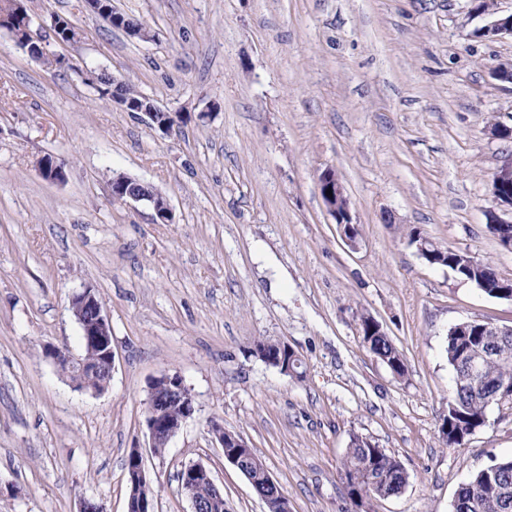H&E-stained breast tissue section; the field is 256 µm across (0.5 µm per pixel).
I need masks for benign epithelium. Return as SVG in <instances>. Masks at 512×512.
Segmentation results:
<instances>
[{
  "mask_svg": "<svg viewBox=\"0 0 512 512\" xmlns=\"http://www.w3.org/2000/svg\"><path fill=\"white\" fill-rule=\"evenodd\" d=\"M480 15L488 17L487 23L477 30V34L486 37H512V14H501L492 8H475ZM23 29L25 38L13 36L14 43L32 55L42 50L40 39L33 30L32 20L24 19ZM149 128L168 134L180 120L181 115L165 112L156 107L146 113ZM64 163L46 157L40 165V173L49 181H60L64 177ZM133 178L119 174L112 178V194L115 198L149 206L156 221L168 224L172 221V208L169 203L157 206L156 199L161 194L154 190L138 189L129 185ZM320 194L328 213L334 218L335 224L342 229L344 241L354 248L358 244V237L353 229L357 225L352 222L350 201L346 190L332 168L324 169L318 178ZM332 193H327V190ZM491 193L497 203V210L488 213V224L492 228L501 227L503 231L497 233L500 245L512 250V234L505 231L512 224V157L505 160L491 177ZM71 310L78 323L84 350L96 355L104 362L103 369L106 378L100 384L99 390H104L112 379L115 355L112 349V327L104 313L96 293L86 288L73 295ZM44 354L54 364L66 361L82 368L88 361L81 358L74 359L66 351L49 346ZM296 351L286 342L274 343L273 350L263 352L262 361L272 367L278 368L283 374H291L293 370L288 366V359L296 358ZM486 353L474 351L467 357L465 369L468 377L474 378L480 374ZM196 412L195 399L190 388L178 374H162L154 378L149 385L147 406L144 414V426L148 438V447L168 445L169 441L182 429L186 422ZM209 432L212 438L223 448L224 459L233 465L249 482L254 478L246 471L247 463L242 459L241 452H251L246 441L238 434L224 430V425L218 420L209 422ZM126 472L128 474V501L127 512H155L154 499L145 498L139 494V489L152 484L150 471L145 467L142 450L138 447L130 449L127 456ZM265 484L274 490L270 495H260L267 507V512H291V503L288 495L269 471H264ZM180 487L184 495L192 504V512H226L224 508V491L220 489L208 468L199 463H191L183 467L179 475ZM209 489V496L202 500L198 496L201 487Z\"/></svg>",
  "mask_w": 512,
  "mask_h": 512,
  "instance_id": "obj_1",
  "label": "benign epithelium"
}]
</instances>
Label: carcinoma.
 Returning a JSON list of instances; mask_svg holds the SVG:
<instances>
[{
    "label": "carcinoma",
    "mask_w": 512,
    "mask_h": 512,
    "mask_svg": "<svg viewBox=\"0 0 512 512\" xmlns=\"http://www.w3.org/2000/svg\"><path fill=\"white\" fill-rule=\"evenodd\" d=\"M109 6V23L119 29L139 28L141 24ZM464 279L481 286L487 296L500 299L505 289L504 280L488 264L477 261L466 270ZM372 317L368 313L358 316V325L363 331L361 340L368 343L371 353L382 360L399 377L406 374L403 354L388 336H375L370 332ZM461 328L448 331L446 357L455 373V386L448 401V415L442 419L439 435L446 445H465L472 431L484 426L488 406L497 403V385L502 381L512 383V335L486 336L476 328L469 335H459ZM480 346L489 350L482 373L475 380L466 379L462 355L468 347ZM58 370L71 379H80L91 386L100 381L99 371L89 365L79 372L62 362ZM339 477L350 499H359L361 508L373 500L387 499L408 482V474L401 462L371 438L362 434L350 437L349 447L339 466ZM453 512H512V457L497 459L496 470L485 468L475 473L462 484L455 496Z\"/></svg>",
    "instance_id": "obj_1"
}]
</instances>
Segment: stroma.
<instances>
[{"label":"stroma","mask_w":512,"mask_h":512,"mask_svg":"<svg viewBox=\"0 0 512 512\" xmlns=\"http://www.w3.org/2000/svg\"><path fill=\"white\" fill-rule=\"evenodd\" d=\"M478 0H112L146 27L130 37L85 0H28L47 62L0 31V512H127L125 463L145 448L151 380L179 374L196 412L163 455L146 452L155 512H192L178 481L199 462L228 512H265L224 459L210 420L241 435L292 512H354L338 475L352 434L408 473L370 512H453L491 458L512 456V410L461 447L438 427L463 321L512 327V301L487 296L410 246L418 231L512 279V251L487 228L490 179L512 141V38L478 36ZM70 21L59 43L51 15ZM132 83L185 113L171 134L101 96L86 72ZM65 179L42 178V157ZM343 182L360 244L348 247L318 176ZM146 182L173 221L112 195ZM97 293L115 367L81 390L44 355L84 353L70 299ZM381 322L405 358L395 376L363 346L357 315ZM285 341L302 377L254 357Z\"/></svg>","instance_id":"stroma-1"}]
</instances>
